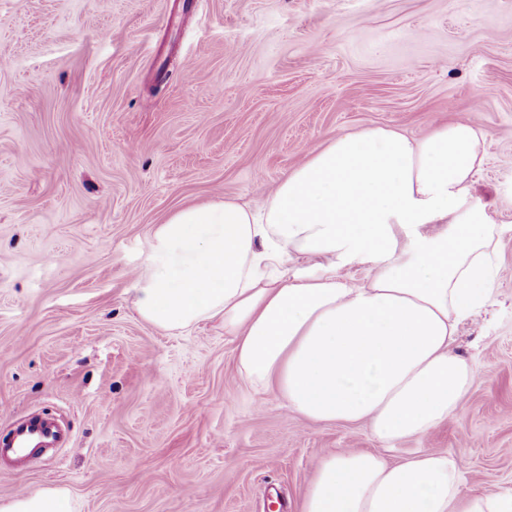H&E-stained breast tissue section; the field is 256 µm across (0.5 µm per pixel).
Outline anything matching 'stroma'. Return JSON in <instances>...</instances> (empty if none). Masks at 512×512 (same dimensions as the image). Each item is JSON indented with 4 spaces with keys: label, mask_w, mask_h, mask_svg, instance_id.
<instances>
[{
    "label": "stroma",
    "mask_w": 512,
    "mask_h": 512,
    "mask_svg": "<svg viewBox=\"0 0 512 512\" xmlns=\"http://www.w3.org/2000/svg\"><path fill=\"white\" fill-rule=\"evenodd\" d=\"M0 439L33 413L68 443L0 462V499L74 512H301L321 458L454 454L464 488L512 489V0H0ZM488 134L472 190L505 232L490 305L462 321L461 413L384 449L314 424L237 372L220 322L138 318L156 225L262 204L336 134ZM1 512H73L71 499L65 491L45 488L20 494L0 502Z\"/></svg>",
    "instance_id": "stroma-1"
}]
</instances>
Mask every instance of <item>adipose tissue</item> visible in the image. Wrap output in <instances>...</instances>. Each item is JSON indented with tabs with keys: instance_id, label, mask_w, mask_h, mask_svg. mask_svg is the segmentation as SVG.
<instances>
[{
	"instance_id": "1",
	"label": "adipose tissue",
	"mask_w": 512,
	"mask_h": 512,
	"mask_svg": "<svg viewBox=\"0 0 512 512\" xmlns=\"http://www.w3.org/2000/svg\"><path fill=\"white\" fill-rule=\"evenodd\" d=\"M486 143L462 121L422 136L338 133L262 206L217 201L158 225L132 306L170 334L221 322L241 377L307 420L361 422L389 446L425 435L456 417L477 378L454 344L497 276L503 228L471 201ZM356 263L370 265L367 284L337 276ZM0 512L73 508L45 488ZM302 512H512V491H464L445 451L395 463L341 451L320 460Z\"/></svg>"
}]
</instances>
